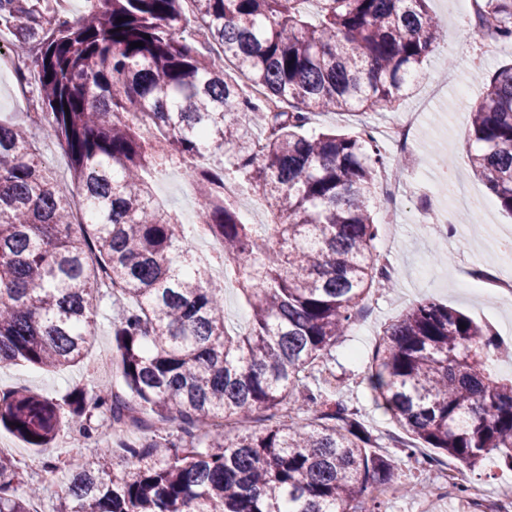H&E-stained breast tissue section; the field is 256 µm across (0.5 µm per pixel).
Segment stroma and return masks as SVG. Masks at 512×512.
<instances>
[{"instance_id":"obj_1","label":"stroma","mask_w":512,"mask_h":512,"mask_svg":"<svg viewBox=\"0 0 512 512\" xmlns=\"http://www.w3.org/2000/svg\"><path fill=\"white\" fill-rule=\"evenodd\" d=\"M448 4L449 0H431L433 14L442 18L447 30L446 48L434 54L417 74L413 92L403 101L401 110L415 111L435 86H442L443 91L419 127L416 147L408 157L400 221L380 232L375 241L380 247L387 239H394L390 260L400 270L398 286L371 293L358 324L338 337L320 363L321 369L331 376L329 399L357 413L375 436L379 453L398 459L405 473L427 483L432 480V472L425 468L424 459L435 456L441 466L453 468L458 462L433 448L420 449L414 459L404 457L397 442L398 429L384 410L372 402L367 376L384 327L397 320L411 303L429 298L476 322L492 325L501 338L512 337V306L503 305L494 293L478 288L466 275L472 264L494 260L498 232L503 227L512 228V216L493 207L491 213H477L473 226L461 228L458 235L446 240L433 237L416 221L421 210L437 213L448 207L457 184H464L476 197H488L486 184L468 167V157L476 147L468 109L483 93L473 69L479 65L493 70L512 64V44H503L494 52L485 50L474 42L469 23L448 16ZM41 107L36 95L19 96L15 75L0 70V119L20 122L26 113L40 111ZM439 154L447 155L457 165L458 182L433 180L434 158ZM439 253L447 254V262L436 261ZM116 315L117 308L111 300L100 301L95 332L82 361L58 370L26 363L1 367L0 390L23 388L59 400L74 386L92 379L121 387L122 378L112 356L111 324Z\"/></svg>"}]
</instances>
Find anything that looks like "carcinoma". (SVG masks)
<instances>
[{"mask_svg": "<svg viewBox=\"0 0 512 512\" xmlns=\"http://www.w3.org/2000/svg\"><path fill=\"white\" fill-rule=\"evenodd\" d=\"M320 3L311 23L299 0H95L77 20L57 0H0L17 79L34 75L90 215L73 222L29 130L0 120V365L80 360L97 301L113 296L125 386L82 385L59 401L0 390V427L36 450L67 428L98 435L97 418L139 431L72 471L57 512H386L381 492L402 484L314 374L370 290L394 283L372 214L387 153L367 126L317 131L310 116L397 108L444 27L428 0ZM486 3L475 38L512 43V0ZM476 75L470 166L512 213V65ZM167 168L198 193L193 235L224 244L220 279L152 201ZM231 184L275 222L245 223ZM227 282L250 311L244 330L226 324ZM501 348L487 326L430 301L384 330L368 388L405 456L422 445L512 471V378L488 364ZM258 411L274 423L251 431ZM229 421L242 428L231 440ZM41 494L0 453V512H37Z\"/></svg>", "mask_w": 512, "mask_h": 512, "instance_id": "carcinoma-1", "label": "carcinoma"}]
</instances>
